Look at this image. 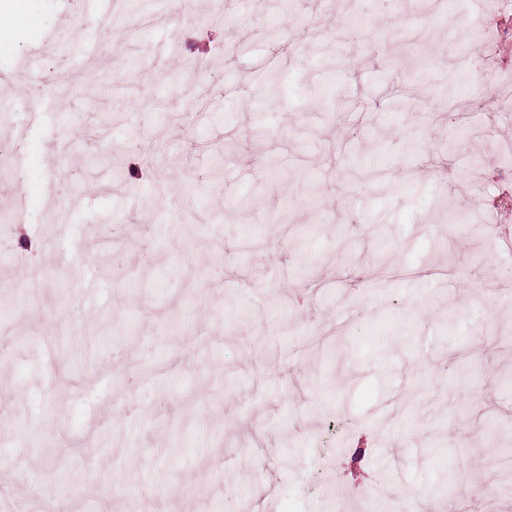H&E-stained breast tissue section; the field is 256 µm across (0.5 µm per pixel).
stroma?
I'll list each match as a JSON object with an SVG mask.
<instances>
[{"label":"stroma","instance_id":"1","mask_svg":"<svg viewBox=\"0 0 512 512\" xmlns=\"http://www.w3.org/2000/svg\"><path fill=\"white\" fill-rule=\"evenodd\" d=\"M171 2L126 0L155 19L133 38L95 21V0H25L0 32V145L22 146L0 184V211L19 214L0 229V512H225L229 496L249 512H393L402 490L419 512H512L497 230L512 215L495 207L512 186L487 140H512V105L482 83L492 45L471 21L486 0H448L450 24L423 0H335L321 30L313 0ZM271 66L274 86L257 79ZM37 76L68 82L41 112ZM191 81L207 110L159 144ZM399 89L413 111L394 109ZM256 124L265 138L242 140ZM203 142L223 150V185ZM379 161L427 175L374 193L363 172ZM380 213L381 239L365 230ZM245 234L265 250L242 254ZM256 262L264 280L247 276ZM307 336L324 350L296 354ZM316 464L329 488L304 493ZM477 468L486 492L469 497ZM388 469L392 495L370 499ZM39 482L50 499L34 500Z\"/></svg>","mask_w":512,"mask_h":512}]
</instances>
